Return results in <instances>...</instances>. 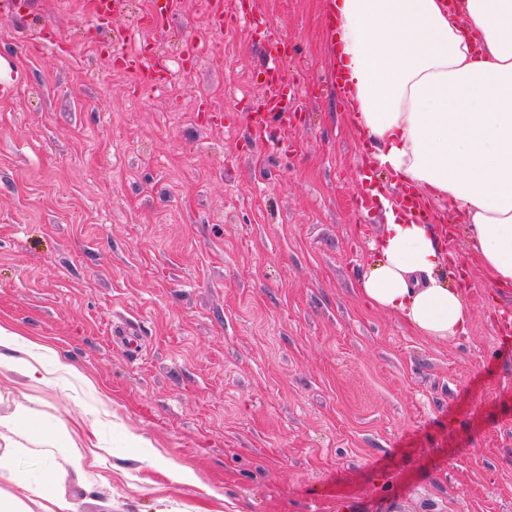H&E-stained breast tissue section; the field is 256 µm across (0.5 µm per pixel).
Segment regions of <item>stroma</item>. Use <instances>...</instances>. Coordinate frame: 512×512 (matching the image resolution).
<instances>
[{"instance_id": "stroma-1", "label": "stroma", "mask_w": 512, "mask_h": 512, "mask_svg": "<svg viewBox=\"0 0 512 512\" xmlns=\"http://www.w3.org/2000/svg\"><path fill=\"white\" fill-rule=\"evenodd\" d=\"M324 2L245 0L262 24L214 37L208 0H179L160 30L149 0L95 24L94 0L0 16V83L25 73L0 101V320L94 383L1 369L0 412L32 398L78 420V449H109L66 477L77 512H512V287L443 199L469 335L433 343L360 302L388 217L354 208L367 138L325 86ZM130 29L177 72L165 93L134 87ZM279 37L307 87L286 153L250 126ZM125 430L148 442L137 459Z\"/></svg>"}]
</instances>
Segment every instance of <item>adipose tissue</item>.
Masks as SVG:
<instances>
[{
  "label": "adipose tissue",
  "mask_w": 512,
  "mask_h": 512,
  "mask_svg": "<svg viewBox=\"0 0 512 512\" xmlns=\"http://www.w3.org/2000/svg\"><path fill=\"white\" fill-rule=\"evenodd\" d=\"M336 66L351 97L346 118L380 168L426 199L463 213L488 277L512 286V0H334ZM359 298L416 336L467 335L471 312L440 277L432 224L389 216ZM46 345L0 321V368L52 387L91 379ZM74 426L24 403L0 414V512H76L61 489L102 455L75 447Z\"/></svg>",
  "instance_id": "adipose-tissue-1"
}]
</instances>
